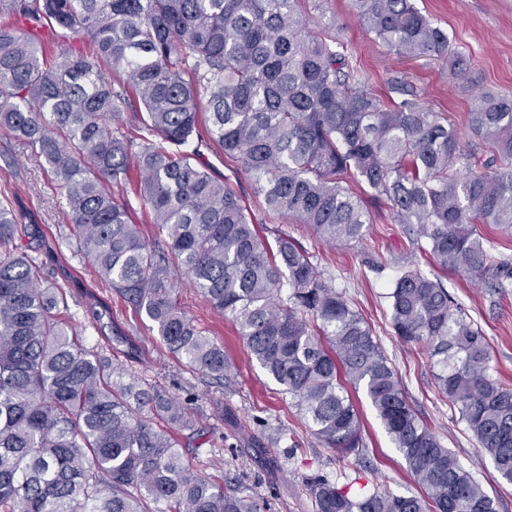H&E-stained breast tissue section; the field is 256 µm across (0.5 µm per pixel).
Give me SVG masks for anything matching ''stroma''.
<instances>
[{
	"label": "stroma",
	"mask_w": 512,
	"mask_h": 512,
	"mask_svg": "<svg viewBox=\"0 0 512 512\" xmlns=\"http://www.w3.org/2000/svg\"><path fill=\"white\" fill-rule=\"evenodd\" d=\"M416 5L447 32L451 46L464 54L470 84L454 80L442 60L406 58L389 50L365 31L350 0H326L313 17L321 27L335 33L337 51L345 55L351 71L369 91L386 102L393 96L392 80H407L432 111L453 124L460 146H467L468 112L474 94L491 92L512 98V0H416ZM199 151L210 172L242 196L267 230L288 233L313 255L337 291L371 323L377 342L423 421L463 468L482 483L495 499L498 512H512V484L493 480L492 461L467 425L455 416L448 399L439 393L436 369L426 345H406L394 335L386 298L409 263H416L428 277H441L489 340V375L512 386V288L500 292L462 273L442 274L433 262L412 260L407 227L392 223L384 199L378 198L360 176H348L346 185L364 200L371 222L363 239L331 246L316 239L306 226L266 213L261 198L253 192L251 176L218 145L206 142ZM4 186L9 189L20 223L32 227L31 235L22 240L23 247L48 258L46 278L69 282L71 293L77 296L93 292L110 305L104 335L86 328V345L100 348L112 363L121 364L125 361L122 350L107 343L106 338L118 332L132 334L142 349V360L132 365V372L191 402L197 423L194 431L185 432L183 442L199 474L218 482L235 480L243 494L256 500L259 512H313L307 482L317 475L349 488L354 495L374 490L421 495L363 388L351 389L350 394L362 421L365 459L360 464H348L302 423L291 397L280 393L277 384L251 361L231 321L213 311L185 279L177 287L181 305L223 344L236 374L230 384L220 386L170 354L148 320L118 302L94 271L79 263L65 237L66 198L49 167L33 155L22 137L0 135V188ZM370 255L381 261L380 270L365 266L364 260ZM228 409L235 413L236 422L225 418ZM260 443L269 446L278 460V470L269 471L255 453Z\"/></svg>",
	"instance_id": "1"
}]
</instances>
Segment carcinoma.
Instances as JSON below:
<instances>
[{
  "label": "carcinoma",
  "instance_id": "obj_1",
  "mask_svg": "<svg viewBox=\"0 0 512 512\" xmlns=\"http://www.w3.org/2000/svg\"><path fill=\"white\" fill-rule=\"evenodd\" d=\"M307 0H0V133L28 140L68 205L76 256L144 316L166 348L216 381L224 346L180 307L179 279L235 323L250 357L313 433L346 459L362 453L346 384L365 387L425 497L358 496L324 476L314 512H496L495 500L420 418L368 322L286 233L260 235L242 197L199 160L204 137L253 179L265 211L321 242L363 237L369 213L341 185L355 173L386 198L413 250L443 272L512 285V258L478 230H512V100L478 95L471 141L423 107L414 87L384 105L304 13ZM375 39L406 57L463 55L415 0H353ZM86 37L58 63L31 31ZM210 125L199 129V116ZM134 183L153 234L133 223ZM28 225L0 201V512H256L240 489L194 472L174 430L188 403L88 349L62 288L19 250ZM389 298L395 336L428 345L435 380L512 484V388L488 375L489 343L441 280L409 269ZM102 334L108 306L83 305Z\"/></svg>",
  "mask_w": 512,
  "mask_h": 512
}]
</instances>
